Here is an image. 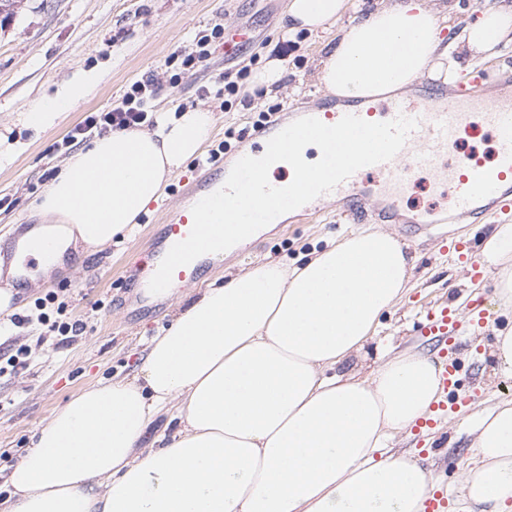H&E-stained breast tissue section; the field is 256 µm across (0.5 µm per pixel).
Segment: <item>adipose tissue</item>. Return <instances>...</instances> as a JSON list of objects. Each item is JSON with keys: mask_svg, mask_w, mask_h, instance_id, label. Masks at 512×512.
Here are the masks:
<instances>
[{"mask_svg": "<svg viewBox=\"0 0 512 512\" xmlns=\"http://www.w3.org/2000/svg\"><path fill=\"white\" fill-rule=\"evenodd\" d=\"M288 0L284 39L339 26L318 80L339 99H380L417 79L448 80V9L427 0ZM460 37L485 58L512 43V0H494ZM79 73L24 106V123L54 127L99 82ZM214 116L159 113L153 130H117L75 151L38 206L28 240L53 245L48 277L71 248H101L164 199L210 139ZM512 308V224L495 225L479 255ZM412 258L380 230L351 234L301 264H260L209 284L155 336L130 377L85 388L57 409L12 466L0 512H422L429 469L387 449L437 398L434 361L389 358L370 378L332 369L372 339L407 290ZM177 428L142 440L154 419ZM477 459L462 492L480 512H512V401L479 413Z\"/></svg>", "mask_w": 512, "mask_h": 512, "instance_id": "adipose-tissue-1", "label": "adipose tissue"}]
</instances>
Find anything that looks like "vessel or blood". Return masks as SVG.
Segmentation results:
<instances>
[{
  "label": "vessel or blood",
  "instance_id": "b4317fda",
  "mask_svg": "<svg viewBox=\"0 0 512 512\" xmlns=\"http://www.w3.org/2000/svg\"><path fill=\"white\" fill-rule=\"evenodd\" d=\"M292 109L296 117H314L328 125L347 114L370 122L389 121L401 114L419 121L418 128L393 160L361 168L324 194L321 202L298 208L299 217L320 215V205L326 202L341 206L344 214L358 222L373 215L381 224H406L415 231H424L435 222L434 209H418L409 215L401 206L412 175L420 171L431 173L433 188L451 190L455 221L492 224L512 213V73L498 75L493 84L477 78L461 79L450 86L430 80L412 99L400 97L382 106L350 104L339 108L328 101H303L294 103ZM481 126L490 129L494 137V149L488 157L461 149L466 135ZM283 127V122L273 121L257 129L252 144L239 149V156L264 155L268 140ZM219 187L216 173L205 166L190 186L189 194L197 201ZM192 225L191 214L183 210L174 212L160 233L151 237L150 250L166 255L172 245L189 235ZM439 240L445 252L466 266L471 280L483 276L477 255L462 238L444 233ZM31 260L26 241L20 239L10 240L0 250V265L15 268L21 280L26 279ZM425 319L441 369L438 400L432 414L417 424L420 434L443 419L454 417L466 406V399L459 395L458 333L467 325L482 328L489 323L479 298L469 302L467 314L438 305L427 312Z\"/></svg>",
  "mask_w": 512,
  "mask_h": 512
}]
</instances>
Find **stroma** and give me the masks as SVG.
Returning <instances> with one entry per match:
<instances>
[{
	"mask_svg": "<svg viewBox=\"0 0 512 512\" xmlns=\"http://www.w3.org/2000/svg\"><path fill=\"white\" fill-rule=\"evenodd\" d=\"M287 0H18L13 13L0 12V141L24 142L26 149L0 167V234L17 232L20 225L39 224L37 205L50 180L72 153L65 137L89 112H100L120 102L128 86L145 77L157 82L154 106L209 108L216 117L210 148L230 142L242 146L251 135L260 111L278 105L280 117L297 100H315L324 90L317 80L320 48L336 40L335 31L306 37L295 58L284 63L281 83L268 94L250 93L242 83L245 104L225 109L223 99L203 97L200 86L212 84L225 71L255 70L268 49L281 37L280 19ZM240 26L252 35L232 56L223 43H213L210 54L194 71L171 83L166 61L173 52H196L197 36L214 26ZM94 69L102 79L94 90L53 128L34 132L22 125V104L54 94L79 72ZM199 172L188 159L170 181L167 196L139 217L130 235L120 236L98 250L72 251L62 271L52 275L49 288L34 286L16 292L9 313L29 314L46 291L58 293L68 310L84 322L81 335L67 343L47 326L29 333L18 330L14 346H28V367L0 377V470L8 471L30 447L32 436L52 413L85 387L137 371L140 357L159 328L167 326L178 307L196 299L203 285L267 261L292 263L312 251L340 242L356 232V225L329 212L307 223L289 216L270 224L242 247H230L222 261L210 263L201 282L177 291L155 309L142 311L128 304L144 270L142 260L148 234L172 212L189 207L186 183ZM387 232L406 245L414 259L407 294L379 320L377 333L361 355L345 364V371L370 377L382 363L381 348L394 352H433L424 330L427 305L435 300L459 306L470 296H485L493 313V331L483 342L480 357L461 353V393L477 392L474 408L446 420L428 436L433 450L427 461L440 471L447 487L449 512H471L461 494L463 474L474 459L473 428L477 410L512 399V375L501 373L493 354L495 332L512 322L495 297L494 280L474 283L454 257L442 252L437 239L410 233L402 225Z\"/></svg>",
	"mask_w": 512,
	"mask_h": 512,
	"instance_id": "1",
	"label": "stroma"
}]
</instances>
